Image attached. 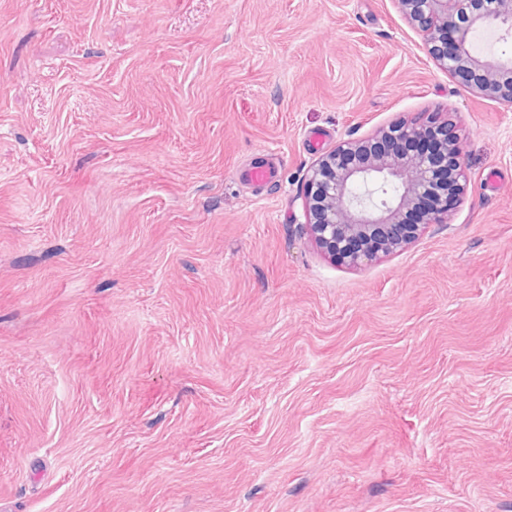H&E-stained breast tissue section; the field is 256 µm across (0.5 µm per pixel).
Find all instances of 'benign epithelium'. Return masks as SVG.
I'll return each mask as SVG.
<instances>
[{
    "label": "benign epithelium",
    "instance_id": "obj_1",
    "mask_svg": "<svg viewBox=\"0 0 512 512\" xmlns=\"http://www.w3.org/2000/svg\"><path fill=\"white\" fill-rule=\"evenodd\" d=\"M441 72L470 94L512 106V58H481L480 31L512 35V0H398ZM460 140L446 115L401 121L348 138L318 157L304 179L305 226L349 267L402 250L430 224H445L463 194Z\"/></svg>",
    "mask_w": 512,
    "mask_h": 512
}]
</instances>
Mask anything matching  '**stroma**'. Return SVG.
<instances>
[{
  "label": "stroma",
  "mask_w": 512,
  "mask_h": 512,
  "mask_svg": "<svg viewBox=\"0 0 512 512\" xmlns=\"http://www.w3.org/2000/svg\"><path fill=\"white\" fill-rule=\"evenodd\" d=\"M432 112L447 223L332 262L306 170ZM0 512H512V107L397 0H0Z\"/></svg>",
  "instance_id": "obj_1"
}]
</instances>
